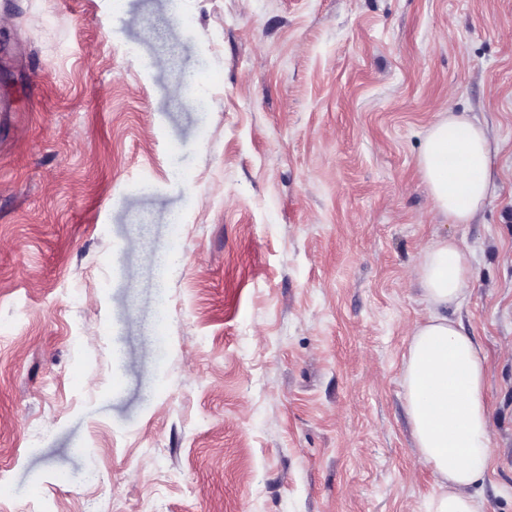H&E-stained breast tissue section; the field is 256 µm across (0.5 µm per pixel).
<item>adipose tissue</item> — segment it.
I'll list each match as a JSON object with an SVG mask.
<instances>
[{"mask_svg":"<svg viewBox=\"0 0 512 512\" xmlns=\"http://www.w3.org/2000/svg\"><path fill=\"white\" fill-rule=\"evenodd\" d=\"M491 159V137L480 124L448 112L428 130L419 168L449 223H470L484 207ZM469 272V254L448 238L432 244L418 272L429 313L413 328L403 387L419 461L439 488L428 512H483L471 492L491 464L494 434L482 349L446 315L460 303Z\"/></svg>","mask_w":512,"mask_h":512,"instance_id":"1","label":"adipose tissue"}]
</instances>
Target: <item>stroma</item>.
Returning a JSON list of instances; mask_svg holds the SVG:
<instances>
[{"mask_svg":"<svg viewBox=\"0 0 512 512\" xmlns=\"http://www.w3.org/2000/svg\"><path fill=\"white\" fill-rule=\"evenodd\" d=\"M183 2L0 10V512H427L403 362L447 236L512 512V0ZM443 112L499 145L468 224L418 167Z\"/></svg>","mask_w":512,"mask_h":512,"instance_id":"stroma-1","label":"stroma"}]
</instances>
